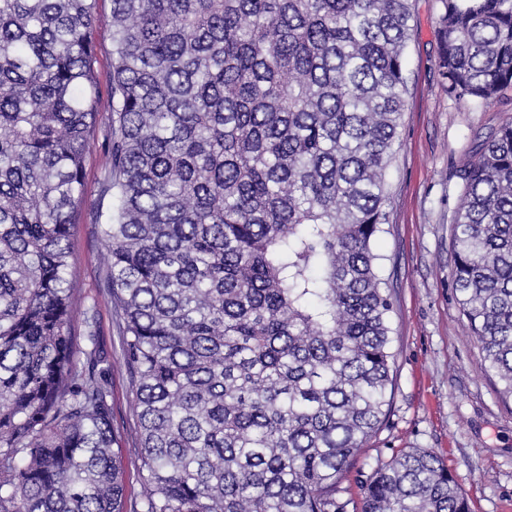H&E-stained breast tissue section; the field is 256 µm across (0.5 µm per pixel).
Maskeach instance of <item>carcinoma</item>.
I'll list each match as a JSON object with an SVG mask.
<instances>
[{
  "mask_svg": "<svg viewBox=\"0 0 512 512\" xmlns=\"http://www.w3.org/2000/svg\"><path fill=\"white\" fill-rule=\"evenodd\" d=\"M450 97L512 89V0H442ZM0 0V512H470L434 453L343 481L394 399V302L373 242L408 92L412 0ZM134 398L126 506L96 305L70 251L90 146ZM454 176L453 285L512 397V122ZM94 47L98 84L97 123L103 127L111 115L110 83L112 80V2L97 0L94 21Z\"/></svg>",
  "mask_w": 512,
  "mask_h": 512,
  "instance_id": "1",
  "label": "carcinoma"
}]
</instances>
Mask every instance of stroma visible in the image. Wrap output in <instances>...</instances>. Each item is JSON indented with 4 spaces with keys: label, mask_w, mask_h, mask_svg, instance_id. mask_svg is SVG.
<instances>
[{
    "label": "stroma",
    "mask_w": 512,
    "mask_h": 512,
    "mask_svg": "<svg viewBox=\"0 0 512 512\" xmlns=\"http://www.w3.org/2000/svg\"><path fill=\"white\" fill-rule=\"evenodd\" d=\"M441 0H415V30L406 49L408 94L400 146L387 172L389 222L374 243L394 301V399L386 427L363 450L350 474L365 481L377 460L402 448H424L447 464L472 512H512V400H502L493 373L459 310L453 289L451 231L462 187L453 169L467 160L475 135L512 120V103L485 108L452 98L438 73ZM94 47L97 123L111 115L112 2L97 0ZM103 155L85 159L83 202L70 239L79 301L95 303L99 349L113 360L120 341L103 286L108 256L96 211ZM113 423L126 459L137 454L135 414L126 373L112 371Z\"/></svg>",
    "instance_id": "obj_1"
}]
</instances>
